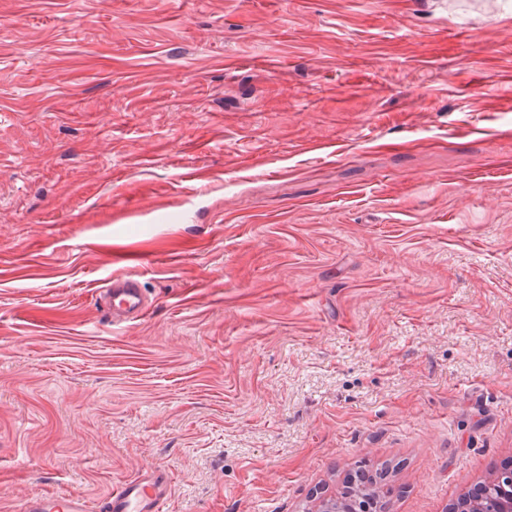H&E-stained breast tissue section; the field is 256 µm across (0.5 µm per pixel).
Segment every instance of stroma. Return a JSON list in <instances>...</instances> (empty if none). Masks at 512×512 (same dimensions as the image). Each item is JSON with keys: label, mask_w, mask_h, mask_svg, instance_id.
<instances>
[{"label": "stroma", "mask_w": 512, "mask_h": 512, "mask_svg": "<svg viewBox=\"0 0 512 512\" xmlns=\"http://www.w3.org/2000/svg\"><path fill=\"white\" fill-rule=\"evenodd\" d=\"M363 460L385 512L512 460V0H0V512ZM146 301L139 281L132 277L112 280V290H107L105 305L114 323L137 317ZM22 512H87L84 497L79 493L67 496H41L25 499Z\"/></svg>", "instance_id": "obj_1"}]
</instances>
